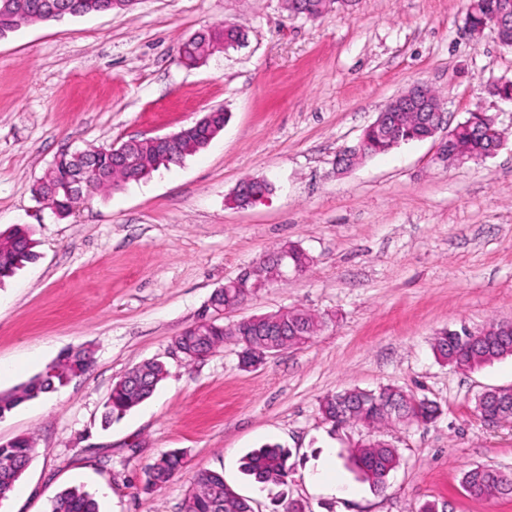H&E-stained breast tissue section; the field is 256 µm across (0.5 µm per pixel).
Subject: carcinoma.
Here are the masks:
<instances>
[{"mask_svg": "<svg viewBox=\"0 0 512 512\" xmlns=\"http://www.w3.org/2000/svg\"><path fill=\"white\" fill-rule=\"evenodd\" d=\"M299 2L300 14L316 18L328 11L333 4L346 9L351 0H288ZM42 0H0V8L10 5L7 12L0 11V36L13 31L23 24L36 21H56L58 17L40 9ZM506 0H468L467 8L474 22L481 24L491 20ZM224 27L205 30L201 39L185 45L179 59L189 62L206 58L221 48ZM226 114L214 112L213 124L209 128H198L191 124L181 128L182 137L171 153L163 152L147 139L136 140L135 152L140 164L133 170L116 168L106 182L87 177L82 172L83 159L72 153H63L53 161L41 178L36 194L51 202L55 214L60 218L70 216L83 199L103 191L114 190L122 184L148 178L160 167L180 165L185 159L208 145L209 136L224 129ZM423 115L403 110L391 113V125L380 132L365 130L358 144L337 156L336 164L349 165L355 158L371 156L364 148L365 141H378L382 151L394 142H412L424 133ZM503 139L498 126L471 123L466 118L457 126L454 141L474 159L489 156L494 144ZM89 178L90 188L78 196L71 193L68 178ZM36 242L30 230L15 225L0 231V284L35 257ZM311 262L308 254L295 244L288 246V256L283 265L306 271ZM246 289L230 282L219 292H213L209 302L212 307L233 309L240 305ZM283 334L267 336L261 324L236 323L224 326L216 319L207 324H193L177 337V343L184 349L183 357L194 361L204 354L234 341L240 349L258 361L262 355L281 352L307 342L321 330L323 321L301 309L279 310L273 314ZM434 350L445 362L459 355L472 370L490 364L505 356H512V335L488 336L471 342L467 336H455L444 330L434 337ZM91 365V355L86 349H78L74 355L68 353L53 366L36 375L19 388L0 393V417L11 412L21 403L36 399L55 391L58 387ZM166 365L157 360L144 362L120 377L112 386L106 402L105 418L120 417L132 408L150 399L159 384L167 377ZM323 416L332 423H362L368 426L386 425L401 416L427 422L434 418L438 408L400 389L384 386L367 393L357 389H345L326 395L320 404ZM34 448L30 439L21 437L8 443H0V500L10 498L16 483L20 480V466L30 460ZM356 467L369 482L371 490L381 493L386 490L388 476L399 464L397 448L386 441H368L355 449L352 454ZM290 451L277 443H266L252 450L243 459L242 470L255 483L263 486L284 485L288 477ZM185 453L180 450L164 452L145 467V489L154 490L169 483L185 466ZM462 484L473 497L490 500L512 494V476L491 466L473 467L462 477ZM49 512H99L96 497L81 487L64 490L51 504ZM184 512H253L250 500L231 490L220 472L199 470L193 476V489L185 501Z\"/></svg>", "mask_w": 512, "mask_h": 512, "instance_id": "1", "label": "carcinoma"}]
</instances>
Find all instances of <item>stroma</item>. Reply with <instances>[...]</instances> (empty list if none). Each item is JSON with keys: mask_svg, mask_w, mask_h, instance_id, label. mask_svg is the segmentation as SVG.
<instances>
[{"mask_svg": "<svg viewBox=\"0 0 512 512\" xmlns=\"http://www.w3.org/2000/svg\"><path fill=\"white\" fill-rule=\"evenodd\" d=\"M465 13V0H354L316 19L284 0H139L0 37V229L27 225L38 242L0 285V392L65 351L93 352L86 372L0 417L1 443L36 448L0 512H49L72 486L100 512H183L199 470L223 473L254 512H275L279 493L305 512H512V496L480 500L461 484L478 465L512 472V420L474 412L482 391L512 388V357L462 373L432 349L442 330L512 321V102L488 92L512 80V49L491 31L469 39ZM224 23L244 29L243 46L178 63L184 40ZM417 82L440 93L449 125L493 115L506 133L497 154L445 167L427 139L337 172V154ZM213 109L228 115L223 131L183 164L65 220L35 196L61 152L174 133ZM245 177L272 192L237 206ZM287 243L312 257L308 271L231 318L300 308L323 330L250 371L231 343L185 362L174 340L213 291ZM151 359L168 368L153 397L104 424L113 383ZM385 385L435 402L436 418L378 430L323 418L324 396ZM373 433L400 454L380 494L348 461ZM267 442L291 451L280 491L241 471ZM176 448L185 469L145 491V466ZM327 464L351 495L312 482Z\"/></svg>", "mask_w": 512, "mask_h": 512, "instance_id": "35a3bbf8", "label": "stroma"}]
</instances>
